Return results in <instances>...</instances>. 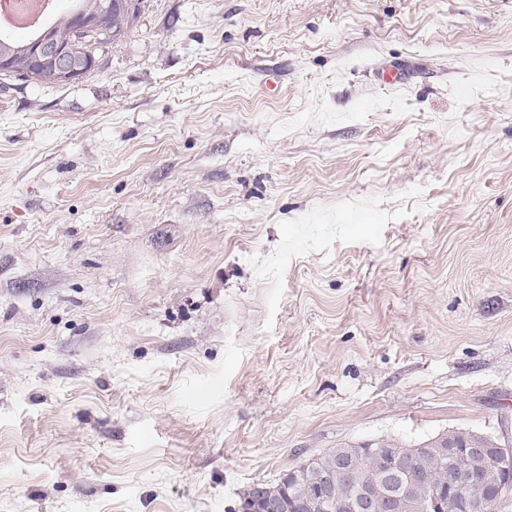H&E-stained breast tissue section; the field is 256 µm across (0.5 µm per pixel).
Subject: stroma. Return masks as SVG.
I'll use <instances>...</instances> for the list:
<instances>
[{"label": "stroma", "instance_id": "stroma-1", "mask_svg": "<svg viewBox=\"0 0 512 512\" xmlns=\"http://www.w3.org/2000/svg\"><path fill=\"white\" fill-rule=\"evenodd\" d=\"M450 429L512 443V0H143L0 83V512Z\"/></svg>", "mask_w": 512, "mask_h": 512}]
</instances>
